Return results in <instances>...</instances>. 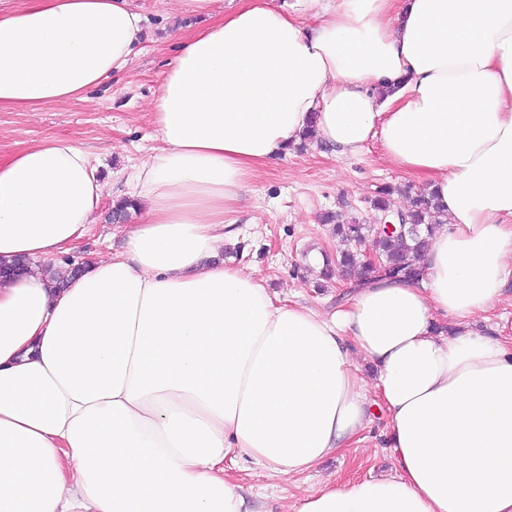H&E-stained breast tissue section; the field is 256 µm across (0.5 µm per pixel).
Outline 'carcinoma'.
<instances>
[{"mask_svg": "<svg viewBox=\"0 0 512 512\" xmlns=\"http://www.w3.org/2000/svg\"><path fill=\"white\" fill-rule=\"evenodd\" d=\"M393 190L383 187L370 200L371 207L380 212L391 209ZM406 224L404 233L397 236H381L377 239L378 251L388 269L387 276L393 279H410L417 276L416 262L427 251L436 227L442 223V211L434 201V196L426 189L411 198V205L402 210ZM322 223L333 225V232L346 242V249L336 261L338 270L324 264L323 277L330 280L335 273L358 283L376 276L374 267L366 262L364 246L372 226L362 224L355 217H345L340 213H327Z\"/></svg>", "mask_w": 512, "mask_h": 512, "instance_id": "cac0c4a2", "label": "carcinoma"}]
</instances>
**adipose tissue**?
<instances>
[{
	"label": "adipose tissue",
	"mask_w": 512,
	"mask_h": 512,
	"mask_svg": "<svg viewBox=\"0 0 512 512\" xmlns=\"http://www.w3.org/2000/svg\"><path fill=\"white\" fill-rule=\"evenodd\" d=\"M175 0L207 14L152 101L162 146L123 170L121 251L56 281L106 186L67 139L0 162V512H264L225 465L308 472L387 415L395 472L292 512H512V0ZM313 26H305L304 16ZM136 0L0 10V110L83 99L127 69ZM379 141L447 214L415 281L322 314L221 253L241 189L307 129ZM371 366L363 375L359 365ZM494 316V320L499 322L501 325L506 326L504 335L512 336V279L505 288L503 296L495 303L494 309L491 313ZM503 316L501 320L499 317Z\"/></svg>",
	"instance_id": "adipose-tissue-1"
}]
</instances>
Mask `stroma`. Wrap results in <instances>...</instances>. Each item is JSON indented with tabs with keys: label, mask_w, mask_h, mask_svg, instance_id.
<instances>
[{
	"label": "stroma",
	"mask_w": 512,
	"mask_h": 512,
	"mask_svg": "<svg viewBox=\"0 0 512 512\" xmlns=\"http://www.w3.org/2000/svg\"><path fill=\"white\" fill-rule=\"evenodd\" d=\"M137 4L146 23L131 67L82 100L37 111L0 110V161L24 146L62 137L99 154L102 175H113L112 185L118 190L123 183L117 172L160 148L149 102L176 54L171 36L179 30L204 27L210 19L180 16L173 0H137ZM385 185L423 187L422 181L387 162L379 141L370 142L356 157L337 155L316 140L301 150L289 148L244 187L233 215L243 236L228 247L225 258L248 266L255 278L267 282L273 295L301 301L323 313L333 312L338 284L319 287L317 274L308 265L311 253L333 254L342 248L330 225L321 223L320 217L326 212H343L364 223H375L370 201ZM110 208V200H103L101 218L74 250L78 259L92 261L123 248V233L106 219ZM386 421L384 411H376L359 441L327 456L302 475L288 478L262 469H229L225 475L243 489L264 493L267 512H288L299 493L317 492L330 482L392 474L394 460L382 446Z\"/></svg>",
	"instance_id": "35a3bbf8"
}]
</instances>
